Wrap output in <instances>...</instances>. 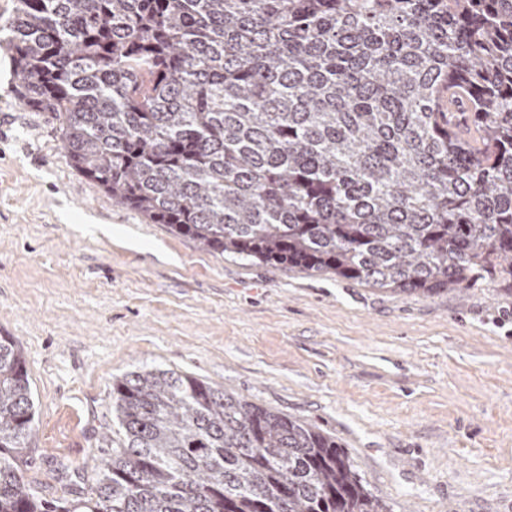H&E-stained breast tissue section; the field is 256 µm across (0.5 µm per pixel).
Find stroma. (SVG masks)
Masks as SVG:
<instances>
[{"label":"stroma","instance_id":"stroma-1","mask_svg":"<svg viewBox=\"0 0 512 512\" xmlns=\"http://www.w3.org/2000/svg\"><path fill=\"white\" fill-rule=\"evenodd\" d=\"M0 43V336L22 346L51 464L92 479L110 390L185 373L336 439L392 512H512V284L397 295L200 249L113 202L20 101Z\"/></svg>","mask_w":512,"mask_h":512}]
</instances>
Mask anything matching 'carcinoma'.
Returning a JSON list of instances; mask_svg holds the SVG:
<instances>
[{"label":"carcinoma","instance_id":"obj_1","mask_svg":"<svg viewBox=\"0 0 512 512\" xmlns=\"http://www.w3.org/2000/svg\"><path fill=\"white\" fill-rule=\"evenodd\" d=\"M0 28L68 162L205 251L398 295L512 276V0H19ZM110 395L94 484L60 460L43 495L0 336V512H391L298 418L168 370Z\"/></svg>","mask_w":512,"mask_h":512}]
</instances>
